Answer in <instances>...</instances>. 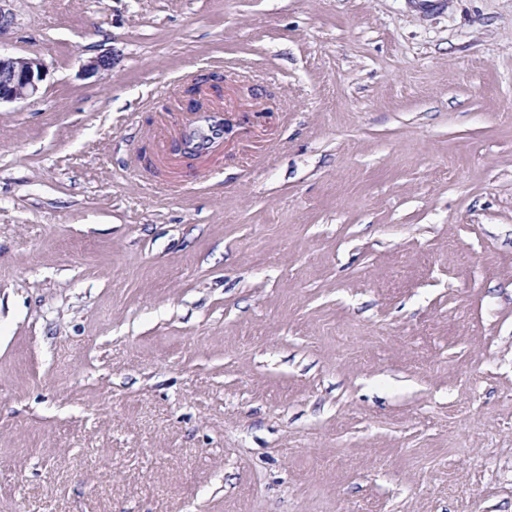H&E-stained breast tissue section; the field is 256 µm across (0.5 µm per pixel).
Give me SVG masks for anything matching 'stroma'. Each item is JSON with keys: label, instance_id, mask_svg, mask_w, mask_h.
<instances>
[{"label": "stroma", "instance_id": "35a3bbf8", "mask_svg": "<svg viewBox=\"0 0 512 512\" xmlns=\"http://www.w3.org/2000/svg\"><path fill=\"white\" fill-rule=\"evenodd\" d=\"M0 10V512H512V0ZM45 75V65L39 59L0 53V105L35 96Z\"/></svg>", "mask_w": 512, "mask_h": 512}]
</instances>
